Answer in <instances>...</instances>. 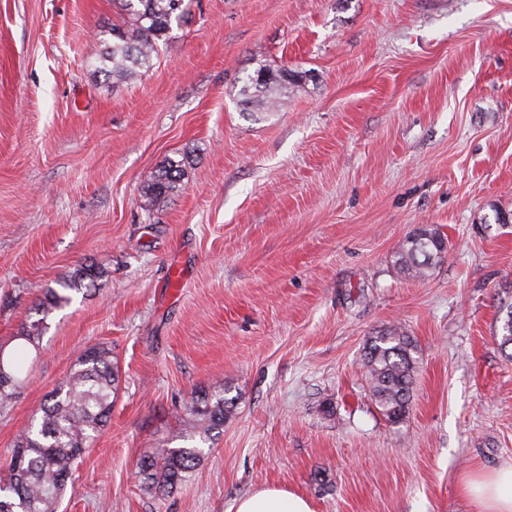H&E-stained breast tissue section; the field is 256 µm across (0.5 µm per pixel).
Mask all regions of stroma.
I'll list each match as a JSON object with an SVG mask.
<instances>
[{
    "instance_id": "obj_1",
    "label": "stroma",
    "mask_w": 512,
    "mask_h": 512,
    "mask_svg": "<svg viewBox=\"0 0 512 512\" xmlns=\"http://www.w3.org/2000/svg\"><path fill=\"white\" fill-rule=\"evenodd\" d=\"M144 75L95 73L116 0H0V348L46 289L90 265L0 412L7 456L94 344L121 388L56 512H235L279 487L314 512H475L465 482L512 463V0H191ZM288 72L273 112L239 95ZM184 179L147 211L163 163ZM422 224L448 238L420 279L395 262ZM419 364L383 417L372 333ZM234 415L188 483L140 487L145 449L183 446L192 397ZM102 276V272L93 266H85L76 269L71 275L66 276L60 281L59 285L63 291L81 292L82 286L86 280L89 281L88 286H94V282ZM417 345L401 326L369 336L363 354L366 379L382 415L392 423L408 417L417 368Z\"/></svg>"
}]
</instances>
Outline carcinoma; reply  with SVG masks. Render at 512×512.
I'll return each mask as SVG.
<instances>
[{"label":"carcinoma","mask_w":512,"mask_h":512,"mask_svg":"<svg viewBox=\"0 0 512 512\" xmlns=\"http://www.w3.org/2000/svg\"><path fill=\"white\" fill-rule=\"evenodd\" d=\"M123 22L98 36L104 43L100 64L95 72L107 78L129 80L149 69L158 55L172 23H181L189 15L185 0H119ZM284 81L262 66L251 78L252 87L265 94V106L274 111L279 101L273 91ZM180 166L174 162L158 169L143 191L148 209L163 206L179 188ZM447 238L436 227L423 225L407 240L402 250L400 272L425 277L445 257ZM102 271L93 266L75 270L60 281L62 291L46 289L44 298L35 304L38 318L31 321L19 336L25 344L19 352L0 355V410L7 407L15 389L24 382L23 354L27 347L39 350L40 339L47 329L49 315L71 302L69 291H82L84 282L94 284ZM501 350L512 346V305L507 306L499 326ZM417 345L400 326H390L368 337L363 354L366 379L382 415L392 423L406 419L411 405L417 365ZM120 388V371L112 359V351L93 345L83 352L74 369L51 391L40 415L18 439L0 493V512H55L71 478L73 463L78 460L95 434L107 425ZM233 402L224 398V391L204 392L192 399L186 411V426L191 430L186 439H202L224 427L232 414ZM203 449L197 446L154 448L139 459L138 474L144 490L157 497H166L186 483L201 462Z\"/></svg>","instance_id":"1"}]
</instances>
